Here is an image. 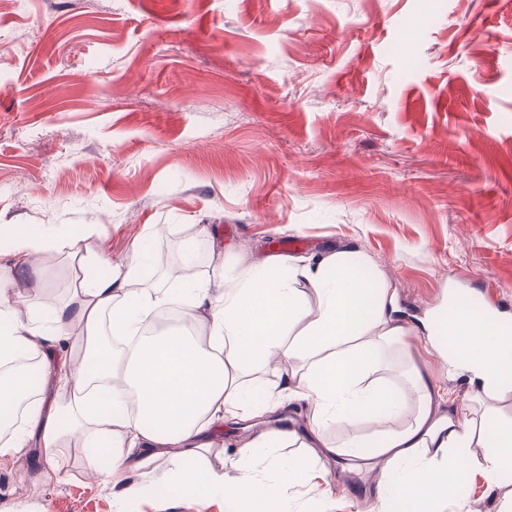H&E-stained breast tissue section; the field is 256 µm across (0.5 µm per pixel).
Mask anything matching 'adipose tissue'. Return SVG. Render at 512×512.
Segmentation results:
<instances>
[{"label":"adipose tissue","mask_w":512,"mask_h":512,"mask_svg":"<svg viewBox=\"0 0 512 512\" xmlns=\"http://www.w3.org/2000/svg\"><path fill=\"white\" fill-rule=\"evenodd\" d=\"M99 230L84 224L71 233L51 225L34 235L0 225L13 256L12 268L0 272V465L13 463L36 439L57 478L72 443L90 447L105 439L111 467L103 471L94 458L86 460L89 476L99 482L127 493L133 476L163 465L174 484L219 491L257 512H281L300 484L328 492V473L314 463L330 456L380 462V480H393L394 488L381 497L378 512H425L427 500L447 492L454 476L475 469L496 488L512 471V424L499 425L486 451L475 454L472 420L418 365L409 369L414 417L387 428L404 397L380 376L383 346L412 330L396 319L394 297L375 286L373 262L364 255H320L286 276L281 263L271 262L261 271L249 266L231 277L200 278L191 270L189 242L176 296L142 277L143 259L115 263L89 248L78 287L51 311L50 321L34 310L21 312L13 300L19 281L44 287V256L61 239L88 242ZM309 291L316 307L305 301ZM170 306L203 324L206 342L177 332L146 335L157 312ZM439 334L450 348V374L478 395L512 393V335L463 303L449 310ZM19 354L35 359L43 377L55 382L25 404L11 371ZM286 360L297 364L296 372L282 373ZM294 399L306 401L313 413L306 456L280 465L268 451L284 439L263 431L239 449L230 469L198 467V459L222 451L225 421L251 419ZM358 422L380 430L339 445L319 435L321 426ZM268 468L274 480L252 478V471Z\"/></svg>","instance_id":"adipose-tissue-1"}]
</instances>
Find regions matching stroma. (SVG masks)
I'll return each instance as SVG.
<instances>
[{"label": "stroma", "mask_w": 512, "mask_h": 512, "mask_svg": "<svg viewBox=\"0 0 512 512\" xmlns=\"http://www.w3.org/2000/svg\"><path fill=\"white\" fill-rule=\"evenodd\" d=\"M0 225L100 224L94 250L138 245L195 272L234 274L288 252L355 250L413 326L451 299L512 326V0H19L0 6ZM42 315L82 276L48 254ZM386 374L418 358L474 422H512V395L448 380L425 338L384 347ZM493 415H485L486 406ZM88 451L46 479L35 445L0 468V512H241L179 490L164 469L117 496L84 476ZM333 492L295 487L288 512H371V460L332 463ZM512 478L461 479L432 512H499Z\"/></svg>", "instance_id": "35a3bbf8"}]
</instances>
